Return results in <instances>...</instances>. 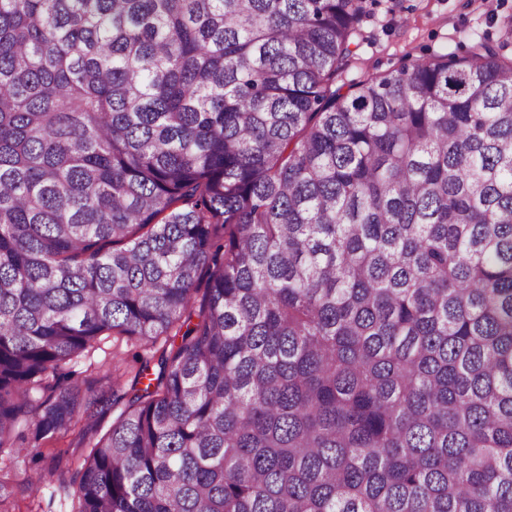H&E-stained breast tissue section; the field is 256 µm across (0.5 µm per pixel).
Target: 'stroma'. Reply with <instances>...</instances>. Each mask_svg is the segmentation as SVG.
<instances>
[{
    "label": "stroma",
    "instance_id": "35a3bbf8",
    "mask_svg": "<svg viewBox=\"0 0 512 512\" xmlns=\"http://www.w3.org/2000/svg\"><path fill=\"white\" fill-rule=\"evenodd\" d=\"M512 0H366L354 60L341 80L356 83L411 62L442 52L463 55L467 33L490 39L512 56ZM136 344L102 340L95 349L71 363L76 380L108 389L112 366L120 364L122 389H129L138 357ZM89 443L83 424L37 443L43 466L55 467L65 481L77 479L81 456ZM7 512H69L71 500L54 485L30 491L19 487L6 503Z\"/></svg>",
    "mask_w": 512,
    "mask_h": 512
}]
</instances>
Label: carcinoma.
Listing matches in <instances>:
<instances>
[{
	"instance_id": "carcinoma-1",
	"label": "carcinoma",
	"mask_w": 512,
	"mask_h": 512,
	"mask_svg": "<svg viewBox=\"0 0 512 512\" xmlns=\"http://www.w3.org/2000/svg\"><path fill=\"white\" fill-rule=\"evenodd\" d=\"M364 15L0 0V457L84 416L71 512H512V57L338 86ZM102 336L181 337L104 433Z\"/></svg>"
}]
</instances>
